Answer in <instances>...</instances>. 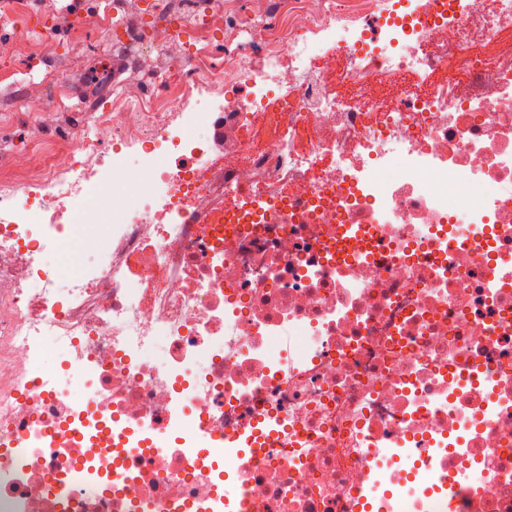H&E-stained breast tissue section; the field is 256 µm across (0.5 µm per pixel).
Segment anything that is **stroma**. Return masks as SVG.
I'll list each match as a JSON object with an SVG mask.
<instances>
[{
	"label": "stroma",
	"mask_w": 512,
	"mask_h": 512,
	"mask_svg": "<svg viewBox=\"0 0 512 512\" xmlns=\"http://www.w3.org/2000/svg\"><path fill=\"white\" fill-rule=\"evenodd\" d=\"M222 2V13L214 15L192 0L169 14L163 13L160 0H0V163L28 147L38 133L63 138L69 113L92 111L93 101L83 96L81 85L98 61L122 55L125 69L114 92L146 98L160 94L156 75L164 54L150 45L152 29L167 25L179 28L182 36L197 32L198 53L223 65L249 53L247 28L282 27L287 10L281 0L263 15L250 11L249 0ZM78 9L89 18L77 31L69 18ZM182 36L173 48H183ZM21 37L30 52L15 53ZM35 92L43 101L37 128L29 117Z\"/></svg>",
	"instance_id": "1"
}]
</instances>
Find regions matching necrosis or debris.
<instances>
[{
  "label": "necrosis or debris",
  "mask_w": 512,
  "mask_h": 512,
  "mask_svg": "<svg viewBox=\"0 0 512 512\" xmlns=\"http://www.w3.org/2000/svg\"><path fill=\"white\" fill-rule=\"evenodd\" d=\"M247 36L0 168V512H512V0Z\"/></svg>",
  "instance_id": "necrosis-or-debris-1"
}]
</instances>
